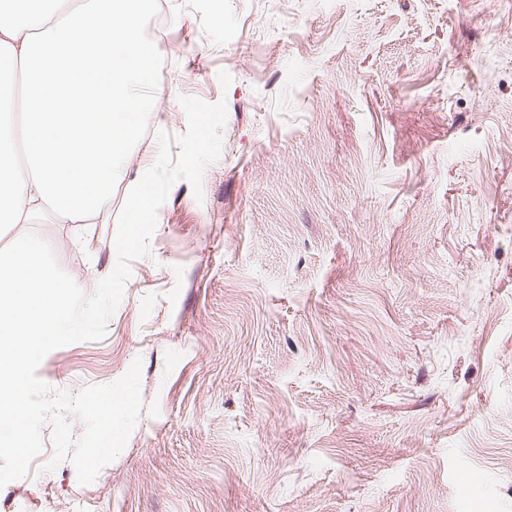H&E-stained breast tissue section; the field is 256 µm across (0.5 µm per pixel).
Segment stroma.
Here are the masks:
<instances>
[{"label": "stroma", "mask_w": 512, "mask_h": 512, "mask_svg": "<svg viewBox=\"0 0 512 512\" xmlns=\"http://www.w3.org/2000/svg\"><path fill=\"white\" fill-rule=\"evenodd\" d=\"M131 168L225 102L201 194L171 188L78 394L141 361L123 450L79 484L52 426L0 512H512V0H161ZM496 14V29L482 20ZM127 195L27 232L93 294Z\"/></svg>", "instance_id": "obj_1"}]
</instances>
